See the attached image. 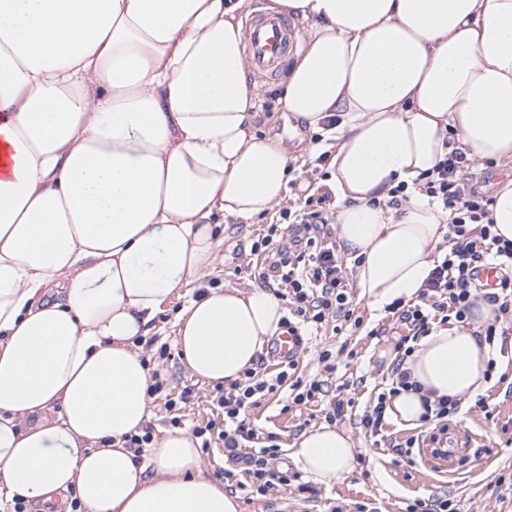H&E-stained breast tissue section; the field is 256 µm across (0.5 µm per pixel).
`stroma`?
Masks as SVG:
<instances>
[{"label": "stroma", "mask_w": 512, "mask_h": 512, "mask_svg": "<svg viewBox=\"0 0 512 512\" xmlns=\"http://www.w3.org/2000/svg\"><path fill=\"white\" fill-rule=\"evenodd\" d=\"M285 76L267 80L251 75L250 84L261 113L256 124L261 136L286 137L290 156L288 191L279 208L245 223L225 218L219 252L224 262L207 281L219 288H258L265 255L255 250L254 242L265 235L269 225H277L284 243H291V226L282 224L280 208L296 206L313 196L324 199L329 214H338L340 201L332 186L329 163L319 162L310 147L333 152L335 141L308 128L281 112L277 97ZM348 274L347 295L362 324L322 327L305 326V343L295 360L296 374L303 380L323 379L327 392L316 401L291 403L288 391H278L258 399L246 412L259 440L267 445L276 439L279 450L269 458L270 468L287 473L288 482L265 493L250 487L243 458L245 449L231 452L221 447L200 451L201 472L236 494L240 512H406L416 499L448 501L452 512H512V339L503 338L494 352L496 366L485 388L462 398L459 408L448 418L447 428L425 421L406 427L387 420L379 435L365 432L361 420L378 393L390 388L393 370L400 356L394 344L406 328L388 311L371 309L360 299L351 260H344ZM175 309H168L155 320L157 342L167 344L169 359L158 370L171 393L187 385L196 396L182 408L178 427L192 430L210 422L222 423L211 404L213 383L195 378L184 366L177 345ZM330 350L335 359L333 372H325L319 356ZM343 400L345 415L335 423L347 432L357 448L353 468L343 478L331 482L314 481L294 464L291 453L304 432L326 424V414L336 400ZM467 442V451L458 458L454 474L445 478L410 461L402 449L409 440Z\"/></svg>", "instance_id": "obj_1"}]
</instances>
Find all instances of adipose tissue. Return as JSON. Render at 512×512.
Returning <instances> with one entry per match:
<instances>
[{"mask_svg": "<svg viewBox=\"0 0 512 512\" xmlns=\"http://www.w3.org/2000/svg\"><path fill=\"white\" fill-rule=\"evenodd\" d=\"M250 0H0V495L70 512H240L177 430L136 462L151 410L139 337L181 301L191 376L229 384L284 315L263 288L206 286L215 217L249 222L286 194L288 152L257 136L241 15ZM306 22L279 100L308 128L336 117L337 236L372 309L416 297L449 213L419 187L455 137L512 162V0H269ZM405 185L400 212L387 207ZM200 284L196 297L183 290ZM492 346L438 327L390 400L481 391ZM351 436L305 433L294 463L341 479Z\"/></svg>", "mask_w": 512, "mask_h": 512, "instance_id": "adipose-tissue-1", "label": "adipose tissue"}]
</instances>
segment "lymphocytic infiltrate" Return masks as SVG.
<instances>
[{
    "label": "lymphocytic infiltrate",
    "instance_id": "lymphocytic-infiltrate-1",
    "mask_svg": "<svg viewBox=\"0 0 512 512\" xmlns=\"http://www.w3.org/2000/svg\"><path fill=\"white\" fill-rule=\"evenodd\" d=\"M470 162L458 151H451L439 161L422 185L427 196L440 202L449 211L448 247L433 269L413 303L395 300L390 305L393 316L406 325L407 335L401 336L396 351L411 357L414 347L411 337L428 335L437 318H454L467 323L476 298L485 297L497 307V318L512 315V242L493 232L492 201L477 191L468 177ZM279 216L300 231V239L285 246L277 226L259 244L268 262L262 281L277 280L287 284L288 295L296 306L295 313L304 322L322 325L331 319H351L352 312L345 292L346 271L331 240L329 218L322 204L306 198L303 205L284 208ZM485 262L502 266L505 276L498 291L482 295L478 292L476 268ZM294 390V403H309L321 394L319 380L302 381L293 378L289 369H282L270 379L259 378L255 369H246L241 380L229 389H217L213 407L224 418L223 427L215 423L197 426L195 437L203 447L220 443L227 448H241L252 443L257 434L251 427L245 410L256 395L277 391L282 386Z\"/></svg>",
    "mask_w": 512,
    "mask_h": 512
}]
</instances>
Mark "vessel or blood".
<instances>
[{"instance_id":"1","label":"vessel or blood","mask_w":512,"mask_h":512,"mask_svg":"<svg viewBox=\"0 0 512 512\" xmlns=\"http://www.w3.org/2000/svg\"><path fill=\"white\" fill-rule=\"evenodd\" d=\"M247 59L252 70L265 78L276 75L289 49L296 45L291 28L284 20L259 11L245 26ZM304 338L300 332L282 330L274 341L277 358L295 359L302 349Z\"/></svg>"}]
</instances>
